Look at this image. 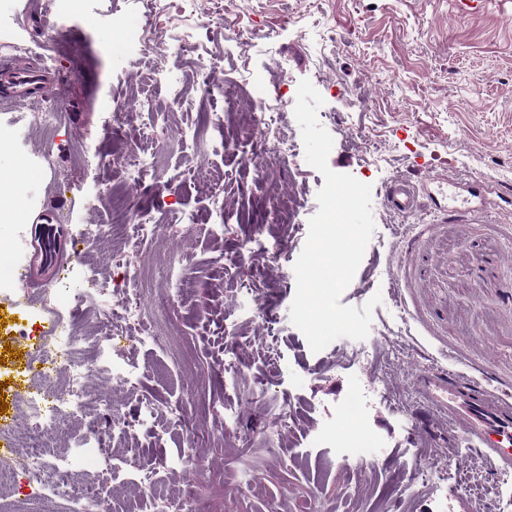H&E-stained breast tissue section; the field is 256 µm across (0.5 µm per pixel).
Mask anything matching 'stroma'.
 <instances>
[{"label": "stroma", "mask_w": 512, "mask_h": 512, "mask_svg": "<svg viewBox=\"0 0 512 512\" xmlns=\"http://www.w3.org/2000/svg\"><path fill=\"white\" fill-rule=\"evenodd\" d=\"M214 29L197 15L179 13L162 0L153 19L137 0H92L91 20L56 24L52 14L25 16L18 0H0V39L14 40L25 66L42 63L43 46L56 54L53 76L22 108L0 107V171L18 173L27 212H44L79 234L96 224L97 237L64 251L65 272L37 297L36 314L13 318L16 280L0 282V449L14 453L30 410L17 396L34 349L16 334L38 335L56 319L68 323L75 296L88 281L149 290L147 321L174 327L195 357L184 368L176 351L157 344L130 350L137 388H118L112 403L140 445L138 469L101 477L93 462L77 480L103 485L112 512L137 501L139 470L156 469L163 495L181 487L185 471H205L185 512H452L453 497L469 491L473 512H503L512 491L492 462L472 456L462 482L436 489L411 488L416 467L437 473L457 465L468 442L446 416L423 399L405 372L453 362L494 395L512 397V0H482L463 13L460 0H246ZM172 40L191 32L205 59L225 82L244 84L249 74L301 81L322 71L316 89L324 99L320 124L333 138L329 167L372 186L375 224L340 302L362 307L380 295L365 342L377 362H352L358 341L339 338L312 352L290 321L296 290L293 266L307 238L278 221L266 197L282 193L302 222L318 209L322 175L308 164L280 169L282 187L241 166L237 153L251 138L191 161L170 142V124L203 131L223 104L201 99L199 69L172 55L167 76L151 79V54L123 56L112 45L127 28L144 25ZM249 30L252 46L241 55L233 41ZM195 102L185 112L168 109L171 86ZM147 98L157 108L158 158L130 201L152 209L160 227L129 266L112 262V198L99 194L112 182V161L128 141L112 134L116 106ZM55 104L60 122L45 127L31 113ZM485 181L482 198L465 186ZM444 185L419 210L396 214L384 205L396 179L417 185L430 177ZM224 182L229 224L215 244L207 216L210 184ZM446 199V212L435 200ZM498 205L485 219L455 217L454 209ZM196 222L169 231L181 213ZM284 240L280 259L241 252L249 240ZM382 382L387 395L371 401L360 420V440L345 441L342 404L349 394ZM158 405L139 415L143 397Z\"/></svg>", "instance_id": "35a3bbf8"}]
</instances>
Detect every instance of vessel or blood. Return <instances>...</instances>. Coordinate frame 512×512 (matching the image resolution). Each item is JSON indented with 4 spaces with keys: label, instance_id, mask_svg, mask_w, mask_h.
Masks as SVG:
<instances>
[{
    "label": "vessel or blood",
    "instance_id": "vessel-or-blood-1",
    "mask_svg": "<svg viewBox=\"0 0 512 512\" xmlns=\"http://www.w3.org/2000/svg\"><path fill=\"white\" fill-rule=\"evenodd\" d=\"M0 80L5 96L15 105L24 106L30 99L28 90L39 77L32 70L18 66L10 43L0 42ZM418 189L403 180L393 181L386 189L384 201L393 211L408 213L419 206ZM35 236L29 245L35 256H42L50 242L71 244L72 235L60 224L42 214L34 215ZM426 403L447 414L448 422L465 434L473 448L493 459L499 469H512V399L488 395L478 385L449 382L446 370L428 368L414 377Z\"/></svg>",
    "mask_w": 512,
    "mask_h": 512
}]
</instances>
